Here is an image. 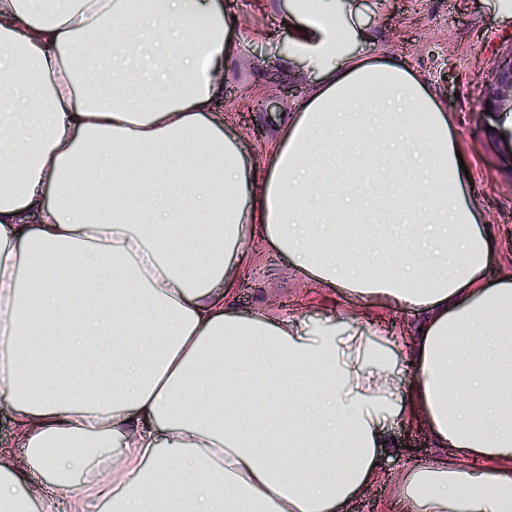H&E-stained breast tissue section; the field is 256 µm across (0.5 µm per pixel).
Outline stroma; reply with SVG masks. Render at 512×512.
Returning <instances> with one entry per match:
<instances>
[{"label":"stroma","instance_id":"1","mask_svg":"<svg viewBox=\"0 0 512 512\" xmlns=\"http://www.w3.org/2000/svg\"><path fill=\"white\" fill-rule=\"evenodd\" d=\"M244 35L230 62L224 97L213 106L225 128L241 134L252 167L270 161L269 135L281 113L297 111L315 91L318 74L307 52H293L276 7L258 0H223ZM347 23L357 33L356 56L402 59L434 92L447 112L452 136L470 174L468 192L480 223L486 224L495 258L484 271L486 285L512 279V113H484L488 74L497 55L512 49V19L505 0H352ZM292 53L289 66L281 57ZM248 272L237 284L235 307L243 312L283 310L315 326L343 312L358 328L382 327L405 334L414 319L381 303L352 301L340 288L310 283L269 243L246 241ZM394 448L381 456L374 481L350 504V512H413L397 489L416 464L446 459L423 419L395 422Z\"/></svg>","mask_w":512,"mask_h":512}]
</instances>
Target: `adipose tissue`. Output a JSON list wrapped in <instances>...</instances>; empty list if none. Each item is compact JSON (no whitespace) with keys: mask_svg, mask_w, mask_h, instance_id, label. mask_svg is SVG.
I'll use <instances>...</instances> for the list:
<instances>
[{"mask_svg":"<svg viewBox=\"0 0 512 512\" xmlns=\"http://www.w3.org/2000/svg\"><path fill=\"white\" fill-rule=\"evenodd\" d=\"M137 2L0 0V396L30 457L0 452V512H348L416 415L499 463L413 467L416 512H512V281L483 282L447 112L346 51L348 0H285L321 84L255 170L211 109L241 40L222 0ZM256 232L415 331L238 311Z\"/></svg>","mask_w":512,"mask_h":512,"instance_id":"obj_1","label":"adipose tissue"}]
</instances>
